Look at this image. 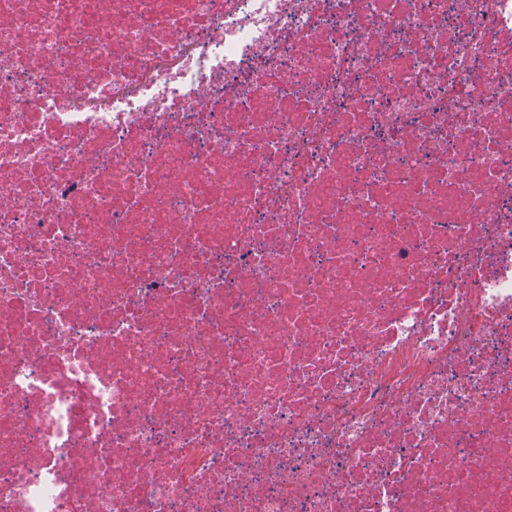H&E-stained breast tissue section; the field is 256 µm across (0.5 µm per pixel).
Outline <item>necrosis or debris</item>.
Returning <instances> with one entry per match:
<instances>
[{
    "label": "necrosis or debris",
    "instance_id": "1",
    "mask_svg": "<svg viewBox=\"0 0 512 512\" xmlns=\"http://www.w3.org/2000/svg\"><path fill=\"white\" fill-rule=\"evenodd\" d=\"M0 512H512V0H0Z\"/></svg>",
    "mask_w": 512,
    "mask_h": 512
}]
</instances>
